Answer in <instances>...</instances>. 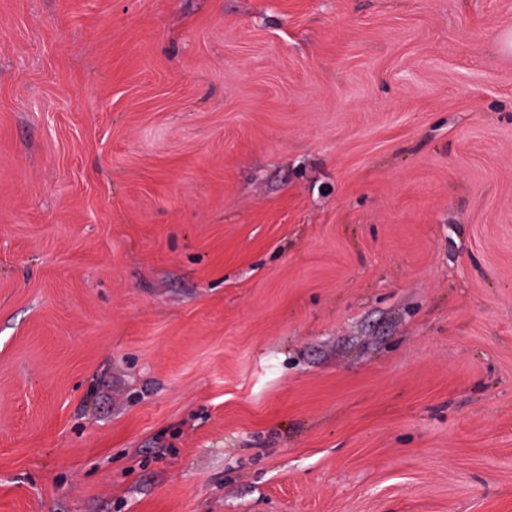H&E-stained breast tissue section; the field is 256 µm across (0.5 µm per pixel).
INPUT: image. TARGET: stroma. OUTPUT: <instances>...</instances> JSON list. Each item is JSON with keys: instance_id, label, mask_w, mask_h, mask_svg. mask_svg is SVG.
<instances>
[{"instance_id": "stroma-1", "label": "stroma", "mask_w": 512, "mask_h": 512, "mask_svg": "<svg viewBox=\"0 0 512 512\" xmlns=\"http://www.w3.org/2000/svg\"><path fill=\"white\" fill-rule=\"evenodd\" d=\"M0 512H512V0H0Z\"/></svg>"}]
</instances>
